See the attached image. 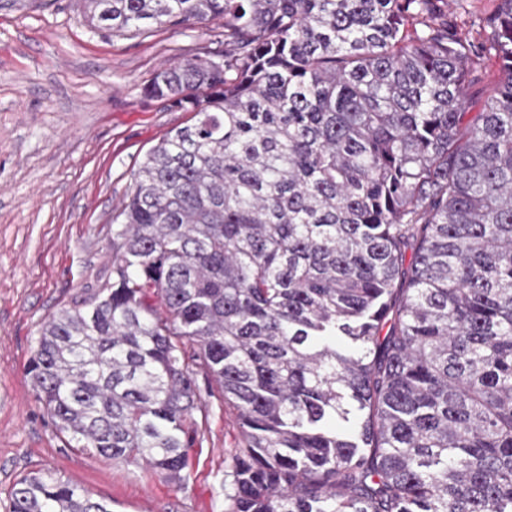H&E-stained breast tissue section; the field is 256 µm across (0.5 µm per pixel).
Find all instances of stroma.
<instances>
[{"label":"stroma","instance_id":"stroma-1","mask_svg":"<svg viewBox=\"0 0 512 512\" xmlns=\"http://www.w3.org/2000/svg\"><path fill=\"white\" fill-rule=\"evenodd\" d=\"M207 28L109 36L80 0H0V504L43 468L112 512H226L235 412L198 378L208 409L188 448L186 485L83 453L37 402L27 372L48 316L92 296L112 272V218L130 173L192 113L146 97L164 63L210 48Z\"/></svg>","mask_w":512,"mask_h":512}]
</instances>
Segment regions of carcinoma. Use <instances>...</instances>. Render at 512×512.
I'll return each instance as SVG.
<instances>
[{
    "label": "carcinoma",
    "instance_id": "carcinoma-1",
    "mask_svg": "<svg viewBox=\"0 0 512 512\" xmlns=\"http://www.w3.org/2000/svg\"><path fill=\"white\" fill-rule=\"evenodd\" d=\"M447 7L84 0L224 51L147 81L195 121L132 170L112 277L39 327L60 433L182 485L201 374L241 430L228 512H512V0L478 44ZM4 508L112 512L51 469ZM483 70H486V74L482 81L472 88L473 97L480 99H485L494 93L499 77V70L492 61L485 59Z\"/></svg>",
    "mask_w": 512,
    "mask_h": 512
}]
</instances>
